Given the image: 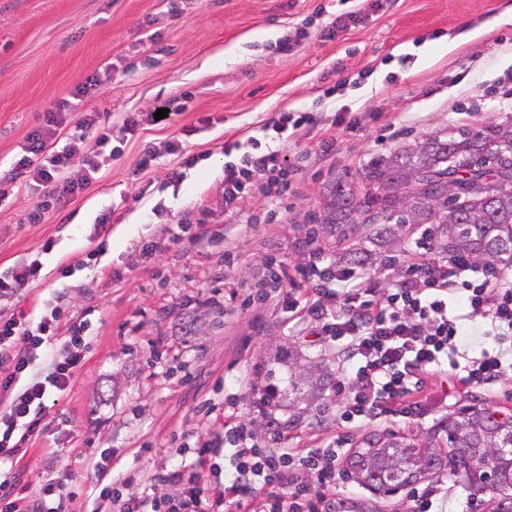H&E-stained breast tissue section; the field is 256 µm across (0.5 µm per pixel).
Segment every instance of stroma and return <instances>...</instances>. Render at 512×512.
<instances>
[{"instance_id":"obj_1","label":"stroma","mask_w":512,"mask_h":512,"mask_svg":"<svg viewBox=\"0 0 512 512\" xmlns=\"http://www.w3.org/2000/svg\"><path fill=\"white\" fill-rule=\"evenodd\" d=\"M360 11V22L323 37L328 18ZM512 0H193L168 13L166 0H0V172L20 158L44 113L71 98L73 112H97L112 126L120 154L62 215L34 221L37 186L0 189V269L36 253L38 280L0 306L38 317L52 305L60 268H70L69 309L57 325L88 316L92 335L70 391L46 408L51 430L29 441L14 463L25 496L54 477L73 512H123L124 496L182 498L184 484L155 483L185 464L223 463L229 446L225 414L260 447L324 448L345 435L342 459L370 435H427L431 426L478 398L512 412V376L450 393L417 423L386 419L344 431L343 399L332 383L346 353L310 336L312 320L256 301L238 311L231 291L254 288L271 259L288 272L306 267L313 251L336 252V227L317 223L329 188L355 185L374 159L423 138L512 123ZM290 49L281 52L280 41ZM111 68L89 97L76 88ZM168 115L148 122L151 112ZM130 112L145 115L124 131ZM307 113L300 136L279 141L281 113ZM351 113L355 133L335 116ZM256 137L283 145L291 170L282 222L265 211L278 202L257 187L241 212L224 213V166L236 161L230 143ZM182 139L199 161L179 185L165 183L182 157L167 154L138 169L143 142ZM332 141L330 150L307 147ZM167 208L155 214L156 204ZM189 210V240L170 245L178 228L170 212ZM108 223H99L101 214ZM166 243L149 257L145 239ZM327 375L322 394L288 401L291 374ZM281 395L266 409L263 387ZM299 415L286 437L262 429L265 411ZM439 512H488L455 478L419 480ZM410 491L382 495L340 480L339 500L374 505V512H410Z\"/></svg>"}]
</instances>
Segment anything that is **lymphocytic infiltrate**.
I'll use <instances>...</instances> for the list:
<instances>
[{
  "mask_svg": "<svg viewBox=\"0 0 512 512\" xmlns=\"http://www.w3.org/2000/svg\"><path fill=\"white\" fill-rule=\"evenodd\" d=\"M67 145L55 150L59 137ZM118 148L112 128L99 113L72 117L67 105L45 113L27 137L23 155L15 162L17 174L44 189L40 209L59 208L78 195ZM278 147L253 140L250 151L224 167V209L236 214L240 200L260 184L284 185L288 167ZM79 168L74 181L66 173ZM45 241L39 257L19 261L0 271V296H13L35 282L43 269L41 255L53 250ZM411 262L378 295L369 269L337 265L335 258L317 255L322 264L320 285L306 287L310 271L299 273L303 287L284 289L287 271L273 273L282 287V307L292 314H307L314 333L327 343L344 342L347 364L341 369L337 393L345 401L341 422L367 425L384 418L417 422L425 410L443 403V395L425 392V381L444 377L466 389L485 386L512 374V356L503 343L512 339V276L493 273L473 263H460L441 255L433 242L415 238L409 248ZM334 306H326L325 298ZM465 303L472 318L487 321L486 335L497 349L463 358L461 327L453 313ZM60 308L30 319L0 315V462L13 460L30 438L51 428L46 404L65 393L83 361L86 319L72 320L65 356L55 355L53 341ZM234 448L224 469V492L211 497L198 468L178 465L163 474L166 482H187L186 497L161 501L129 497L126 512H337L336 483L340 474L339 446L281 449L271 455L250 444L241 431H233ZM310 475L296 481L295 468ZM0 512H71L69 501L46 482L39 497L27 498L17 480L0 479Z\"/></svg>",
  "mask_w": 512,
  "mask_h": 512,
  "instance_id": "1",
  "label": "lymphocytic infiltrate"
}]
</instances>
